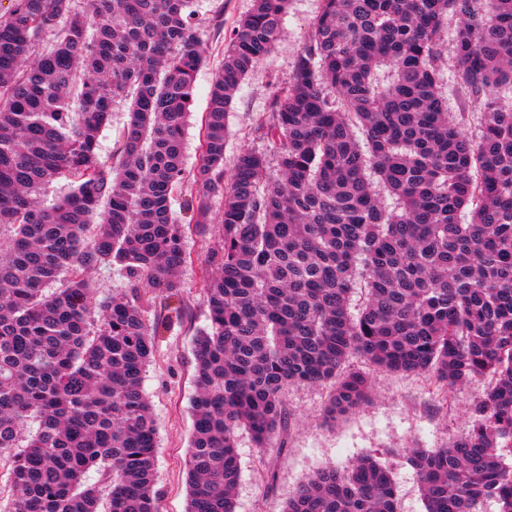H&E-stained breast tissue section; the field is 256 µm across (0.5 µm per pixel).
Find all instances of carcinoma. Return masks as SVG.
<instances>
[{
	"instance_id": "carcinoma-1",
	"label": "carcinoma",
	"mask_w": 512,
	"mask_h": 512,
	"mask_svg": "<svg viewBox=\"0 0 512 512\" xmlns=\"http://www.w3.org/2000/svg\"><path fill=\"white\" fill-rule=\"evenodd\" d=\"M322 2L258 125L275 155L243 148L228 172L235 95L289 0H253L232 28L189 196L183 137L206 62L194 0H14L0 19V512H159L140 290L180 288L179 198L220 237L194 344L187 512H236L237 430L265 447L288 385H331L330 417L365 401L366 378L341 375L352 353L445 387L492 377L467 435L396 453L426 512H512V0ZM449 45L480 101L475 136L443 96ZM117 105L129 120L106 163L98 134ZM59 178L69 193L42 206ZM91 266L131 294L96 301ZM92 468L107 488L87 483ZM282 512L398 507L367 455L302 480Z\"/></svg>"
}]
</instances>
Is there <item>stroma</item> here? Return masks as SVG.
Masks as SVG:
<instances>
[{
  "instance_id": "stroma-1",
  "label": "stroma",
  "mask_w": 512,
  "mask_h": 512,
  "mask_svg": "<svg viewBox=\"0 0 512 512\" xmlns=\"http://www.w3.org/2000/svg\"><path fill=\"white\" fill-rule=\"evenodd\" d=\"M321 7L322 0H291L271 58L249 73L235 96L227 159L247 147L269 151L257 124L274 91L287 81ZM199 32L208 62L196 77L193 115L184 135L185 167L190 172L199 162L201 118L224 48L223 37L204 24ZM217 245L214 231L192 230L186 238L190 259L179 273L177 297L145 302V316L157 328L143 389L158 431L155 489L160 512L187 509L190 401L196 392L193 341L209 323L204 267ZM347 367L368 379L365 404L330 418L326 415L328 388L295 383L283 393L287 422L268 447H256L246 431H239L237 512H282L301 479L324 467L348 466L364 455L376 456L387 465L397 489L399 512H425L416 473L395 451L442 448L468 432L473 424L471 407L487 389L488 379L475 378L446 389L432 374L391 373L357 354L349 358Z\"/></svg>"
}]
</instances>
